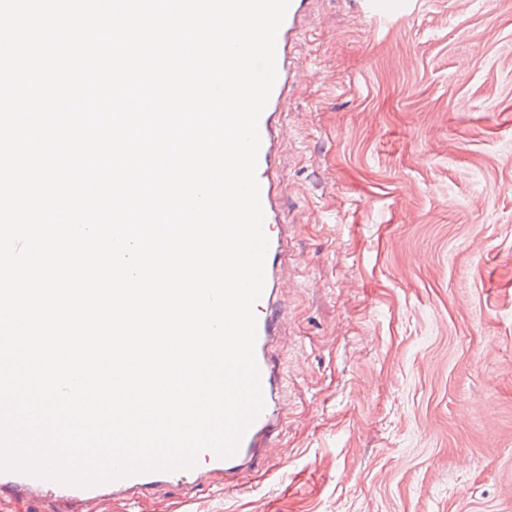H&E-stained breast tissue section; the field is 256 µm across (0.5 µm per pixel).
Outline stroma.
Listing matches in <instances>:
<instances>
[{
	"mask_svg": "<svg viewBox=\"0 0 512 512\" xmlns=\"http://www.w3.org/2000/svg\"><path fill=\"white\" fill-rule=\"evenodd\" d=\"M269 477L100 512H512V0H315ZM407 0H359V10L362 16L374 22H386L391 18L407 11Z\"/></svg>",
	"mask_w": 512,
	"mask_h": 512,
	"instance_id": "stroma-1",
	"label": "stroma"
}]
</instances>
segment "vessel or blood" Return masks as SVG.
Masks as SVG:
<instances>
[{"label": "vessel or blood", "mask_w": 512, "mask_h": 512, "mask_svg": "<svg viewBox=\"0 0 512 512\" xmlns=\"http://www.w3.org/2000/svg\"><path fill=\"white\" fill-rule=\"evenodd\" d=\"M312 0H291L276 42L277 80L269 101L259 119L261 146L256 178L264 211L263 229L269 240L265 259V286L256 302L257 339L255 357L260 371L264 407L241 438L236 453L218 456L206 450L188 469L150 471L120 477L91 486L65 484L29 474L0 471V487L23 497L53 498L57 512H99V502L106 496L133 499L150 489L174 482L197 487L218 483L233 492L242 485L245 474L260 472L265 461L273 459V437L282 426L287 401L283 396L282 372L278 357L279 339L288 312L283 298L288 286L281 274L287 252L288 226L283 220L279 191V147L283 122L288 115V102L296 87L313 76L294 55L297 40ZM362 16L374 22H385L405 13L408 0H358Z\"/></svg>", "instance_id": "1"}]
</instances>
